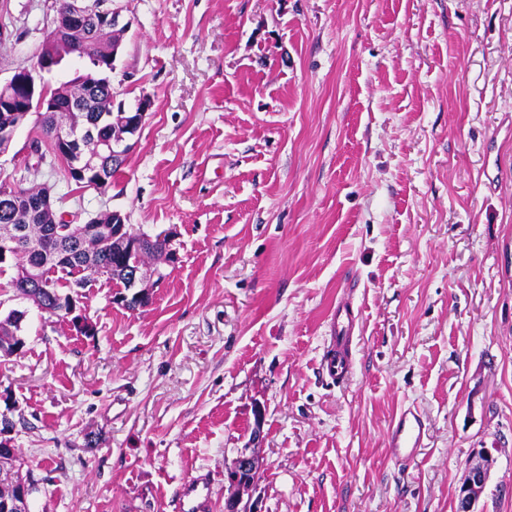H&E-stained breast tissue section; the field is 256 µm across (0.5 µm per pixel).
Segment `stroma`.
Instances as JSON below:
<instances>
[{"mask_svg": "<svg viewBox=\"0 0 512 512\" xmlns=\"http://www.w3.org/2000/svg\"><path fill=\"white\" fill-rule=\"evenodd\" d=\"M53 0H0V80L30 65ZM110 75L149 99L106 193L24 149L60 210L171 231L148 307L99 279L90 335L32 302L0 357V416L40 483L32 512H181L207 473L224 512L241 450L261 512H512V0H113ZM359 312L345 387L320 370L339 301ZM415 405L414 461L388 425ZM427 424L422 414L413 406L404 408L393 421L386 437V447L393 457L410 462L427 439ZM496 449L484 448L478 453V459L471 466L467 477L459 489V512H474V506L481 496L489 473L495 463Z\"/></svg>", "mask_w": 512, "mask_h": 512, "instance_id": "stroma-1", "label": "stroma"}]
</instances>
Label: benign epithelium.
I'll list each match as a JSON object with an SVG mask.
<instances>
[{"label":"benign epithelium","mask_w":512,"mask_h":512,"mask_svg":"<svg viewBox=\"0 0 512 512\" xmlns=\"http://www.w3.org/2000/svg\"><path fill=\"white\" fill-rule=\"evenodd\" d=\"M131 22L121 17L118 10L112 8V0H67L63 14L55 16L51 23V31L44 38L46 43L59 44L64 40H73L76 36L89 29L104 31H128ZM61 58L55 51L39 53L36 62L31 67H20L6 81L0 83V112H22L24 116L43 112H59L73 105L72 94L60 90H50L37 82L36 74L50 72L60 65ZM150 101L142 99L132 111L118 107L122 112L121 127L132 128L141 125ZM81 133L74 129L62 127L56 132V141L61 156L68 159L65 165L68 177L85 178L91 176L94 182L101 185L106 182L102 170L95 158L82 154L78 148ZM23 210L47 222V233L57 234V208L51 193L44 192L35 198H29L23 203ZM112 234V239L120 240L127 250L145 247L147 237L129 236L124 233V226L109 221L104 223L99 217H93V223L77 226L71 234L78 239L100 238ZM35 253L40 251V241L23 237L19 226L9 225L0 231V258L6 260L13 257L19 247ZM147 273L140 266L130 270L128 274V292L118 296L121 302L131 297L148 296L144 287ZM495 448H483L478 453V459L471 466L467 477L459 489V512H474V506L481 496L489 473L495 463ZM259 457L255 450L244 449L237 457L230 473V489L225 499L224 512H260L256 503L242 504L243 496L253 487L251 476L259 470ZM0 512H30L29 490L24 483L16 485L14 495L0 503Z\"/></svg>","instance_id":"obj_1"}]
</instances>
